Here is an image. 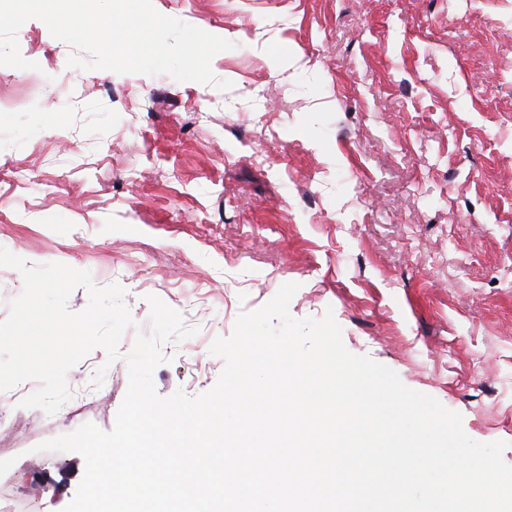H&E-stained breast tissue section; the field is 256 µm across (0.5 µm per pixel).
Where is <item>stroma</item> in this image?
Listing matches in <instances>:
<instances>
[{"mask_svg":"<svg viewBox=\"0 0 512 512\" xmlns=\"http://www.w3.org/2000/svg\"><path fill=\"white\" fill-rule=\"evenodd\" d=\"M152 2L234 42L211 63L230 90L58 70L91 55L36 19L17 40L38 70L0 66V127L24 130L0 144V247L120 285L133 320L116 360L96 348L69 369L56 414L0 425V490L73 500L82 455L36 447L114 428L149 296L197 331L162 344L155 389L193 397L224 368L212 342L286 283L294 318L333 309L351 353L460 412L473 440L507 442L512 464V0ZM267 47L316 90L273 73Z\"/></svg>","mask_w":512,"mask_h":512,"instance_id":"35a3bbf8","label":"stroma"}]
</instances>
